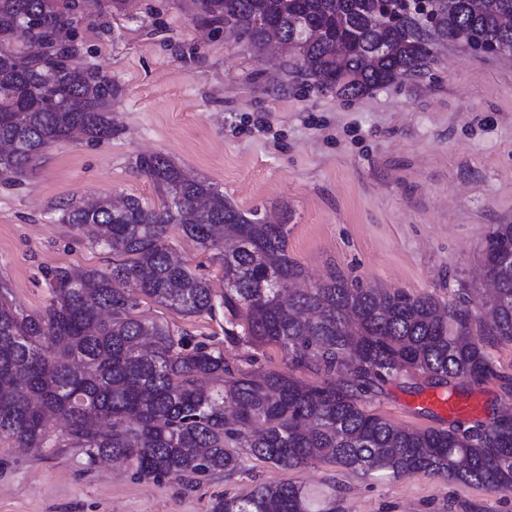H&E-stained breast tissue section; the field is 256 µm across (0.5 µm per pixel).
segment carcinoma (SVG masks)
Segmentation results:
<instances>
[{
  "mask_svg": "<svg viewBox=\"0 0 512 512\" xmlns=\"http://www.w3.org/2000/svg\"><path fill=\"white\" fill-rule=\"evenodd\" d=\"M193 0L196 16L237 29L260 47L274 35L304 72L326 89L349 78L346 97L364 95L433 60L438 40H463L481 53L512 48V0ZM77 0H0V178L17 181L47 149L84 135L112 138L119 92L99 69L75 62L72 12ZM352 51L336 60V34ZM55 48L18 52L16 43ZM388 51H380V45ZM136 168L161 205L134 197L60 207L61 221L93 227L112 250V267L48 271L50 302L32 315L0 291V438L22 448L49 443L46 420L67 424L65 445L89 462L110 458L141 477L190 482L242 468L245 456L285 469L315 461L371 475H415L512 494V407L488 421L412 429L367 410L369 399L402 375L455 388L498 375L488 347L512 343V224H496L484 252L494 288L477 309L442 304L396 288H360L342 276L308 286L288 254V227L241 212L212 183L191 178L161 154ZM183 235L224 267V296L179 257L167 230ZM186 317L224 313V338L280 347L289 371L244 372L224 349L136 313L137 296ZM329 376L314 385L292 374ZM213 512H337L336 487L260 483L224 496Z\"/></svg>",
  "mask_w": 512,
  "mask_h": 512,
  "instance_id": "carcinoma-1",
  "label": "carcinoma"
}]
</instances>
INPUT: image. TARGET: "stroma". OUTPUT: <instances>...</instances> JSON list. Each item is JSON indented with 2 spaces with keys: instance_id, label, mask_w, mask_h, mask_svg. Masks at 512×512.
I'll use <instances>...</instances> for the list:
<instances>
[{
  "instance_id": "stroma-1",
  "label": "stroma",
  "mask_w": 512,
  "mask_h": 512,
  "mask_svg": "<svg viewBox=\"0 0 512 512\" xmlns=\"http://www.w3.org/2000/svg\"><path fill=\"white\" fill-rule=\"evenodd\" d=\"M83 65L112 77V139L53 145L19 184L0 182V286L30 313L49 298L44 272L103 268L106 249L58 223L61 204L91 196L160 198L137 156L161 153L213 183L239 210L288 226V252L306 284L342 275L364 288H401L453 301L478 287L493 225L512 224V52L482 55L440 41L419 76L341 97L304 76L295 59L198 22L191 0H83L75 15ZM170 241L189 267L224 293L219 261L177 228ZM142 316L224 346L223 319L184 317L152 302ZM431 388L401 376L370 410L414 428H445L424 403ZM21 450L0 440V512H212L223 495L260 482L336 486L343 512H512V496L439 477L365 476L317 461L288 470L248 458L232 475L193 482L88 464L62 445Z\"/></svg>"
}]
</instances>
